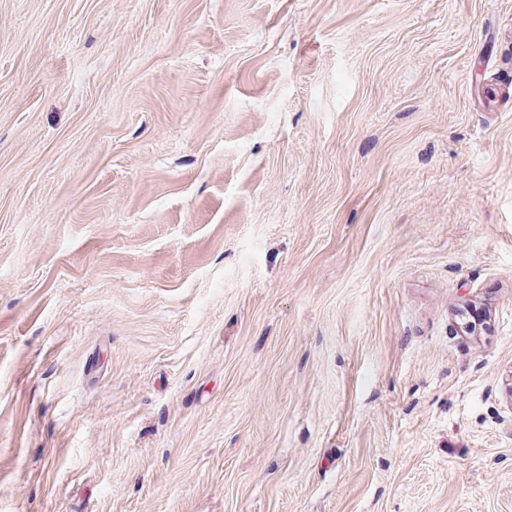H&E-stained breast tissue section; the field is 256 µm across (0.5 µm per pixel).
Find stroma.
Here are the masks:
<instances>
[{
  "instance_id": "35a3bbf8",
  "label": "stroma",
  "mask_w": 512,
  "mask_h": 512,
  "mask_svg": "<svg viewBox=\"0 0 512 512\" xmlns=\"http://www.w3.org/2000/svg\"><path fill=\"white\" fill-rule=\"evenodd\" d=\"M0 512H512V0H0Z\"/></svg>"
}]
</instances>
